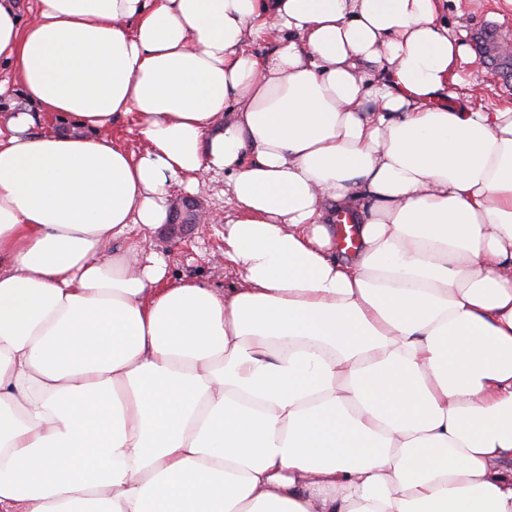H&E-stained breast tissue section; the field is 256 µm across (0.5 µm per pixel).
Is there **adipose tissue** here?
<instances>
[{
	"label": "adipose tissue",
	"mask_w": 512,
	"mask_h": 512,
	"mask_svg": "<svg viewBox=\"0 0 512 512\" xmlns=\"http://www.w3.org/2000/svg\"><path fill=\"white\" fill-rule=\"evenodd\" d=\"M442 2L0 0V512H512V107ZM205 172L224 293L150 237ZM112 137L121 141L132 153L138 154L143 149V143L136 134L134 123L130 117L121 118L112 125Z\"/></svg>",
	"instance_id": "1"
}]
</instances>
